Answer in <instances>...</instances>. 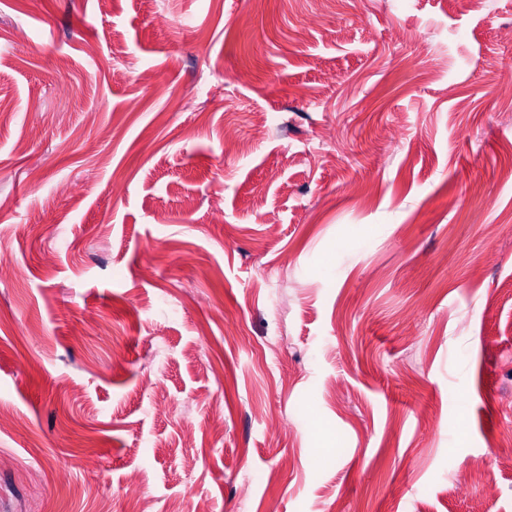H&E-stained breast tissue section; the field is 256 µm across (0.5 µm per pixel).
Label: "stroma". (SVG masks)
Returning <instances> with one entry per match:
<instances>
[{
    "label": "stroma",
    "mask_w": 512,
    "mask_h": 512,
    "mask_svg": "<svg viewBox=\"0 0 512 512\" xmlns=\"http://www.w3.org/2000/svg\"><path fill=\"white\" fill-rule=\"evenodd\" d=\"M511 28L0 0V512H512Z\"/></svg>",
    "instance_id": "35a3bbf8"
}]
</instances>
